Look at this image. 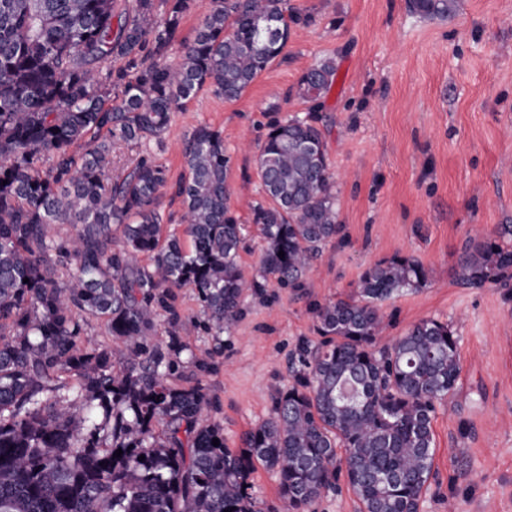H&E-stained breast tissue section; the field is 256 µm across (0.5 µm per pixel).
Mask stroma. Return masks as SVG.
I'll list each match as a JSON object with an SVG mask.
<instances>
[{
    "label": "stroma",
    "mask_w": 512,
    "mask_h": 512,
    "mask_svg": "<svg viewBox=\"0 0 512 512\" xmlns=\"http://www.w3.org/2000/svg\"><path fill=\"white\" fill-rule=\"evenodd\" d=\"M302 21L283 53L236 100L205 89L173 112L162 144L112 150L122 173L146 151L178 181L182 141L219 131L232 156L229 209L248 230L239 263L258 265L252 222L265 195L258 155L274 120L314 114L337 173L341 243L328 245L294 291L268 279L247 297L224 335L205 384L217 397L228 447L267 419L292 382L288 360L317 337L311 308L353 294L365 269L394 255L418 258L426 286L383 303L379 345L427 318L461 338L460 377L438 407L430 488L420 512H512V289L458 279L467 247L512 225V0H449L444 17L414 13L409 0H289ZM334 83L318 110L298 82L325 60Z\"/></svg>",
    "instance_id": "35a3bbf8"
}]
</instances>
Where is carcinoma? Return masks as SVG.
Segmentation results:
<instances>
[{
	"mask_svg": "<svg viewBox=\"0 0 512 512\" xmlns=\"http://www.w3.org/2000/svg\"><path fill=\"white\" fill-rule=\"evenodd\" d=\"M162 2L160 19L157 0H0V512H259L258 464L286 512H315L341 479L360 512H419L436 406L461 367L460 337L437 319L377 346L381 304L428 282L415 257L380 261L349 298L316 306L319 340L292 354V385L242 449L224 444L204 384L224 332L267 277L305 287L341 225L326 145L306 119L269 125L258 158L269 202L252 217L265 246L250 279L218 131L185 136L187 175L174 184L150 152L112 177V141L162 144L171 113L205 88L238 99L300 21L288 0H210L172 66L194 0ZM412 8L443 16L448 0ZM334 72L327 61L302 75L311 109ZM164 188L182 202V236L164 233ZM459 279L512 281V226L470 247ZM182 288L201 317L182 316ZM91 320L112 344L85 339ZM190 326L213 346L195 353Z\"/></svg>",
	"mask_w": 512,
	"mask_h": 512,
	"instance_id": "cac0c4a2",
	"label": "carcinoma"
}]
</instances>
